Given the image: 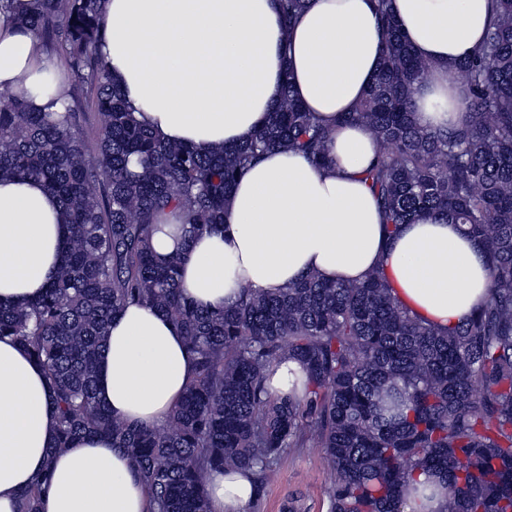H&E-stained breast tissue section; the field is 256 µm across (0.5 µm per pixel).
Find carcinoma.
Returning a JSON list of instances; mask_svg holds the SVG:
<instances>
[{
    "mask_svg": "<svg viewBox=\"0 0 512 512\" xmlns=\"http://www.w3.org/2000/svg\"><path fill=\"white\" fill-rule=\"evenodd\" d=\"M103 0H40L18 18L69 57L74 83L55 114L0 90V177L34 178L55 195L69 236L44 292L0 306V336L46 371L57 417L48 457L82 435L105 436L131 458L151 512H210L209 476L252 471L256 493L290 448H322L335 480L327 512H401L421 475L445 479L440 512H512V0H494L486 36L458 65L466 119L432 132L413 121L412 94L429 64L377 0L385 42L362 100L338 118L360 125L379 152L364 170L389 232L430 211L451 213L487 248L486 302L442 332L399 307L379 276L329 284L314 274L286 288L242 291L210 311L180 292V257L156 258L159 216L179 210L191 238L224 221L249 166L285 149L331 162L334 129L284 80L268 122L244 143L203 151L167 143L140 122L99 53ZM310 0H280L288 30ZM95 90L98 148L80 136V93ZM129 304L149 305L184 336L196 375L165 423L137 427L96 396L107 326ZM296 359L302 394L273 393L269 368ZM50 469L20 494L38 512Z\"/></svg>",
    "mask_w": 512,
    "mask_h": 512,
    "instance_id": "obj_1",
    "label": "carcinoma"
}]
</instances>
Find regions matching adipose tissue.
<instances>
[{
  "label": "adipose tissue",
  "mask_w": 512,
  "mask_h": 512,
  "mask_svg": "<svg viewBox=\"0 0 512 512\" xmlns=\"http://www.w3.org/2000/svg\"><path fill=\"white\" fill-rule=\"evenodd\" d=\"M493 0H390L413 52L430 65L415 88L416 123L436 131L466 117L456 64L487 30ZM375 0H311L289 31L279 0H105L101 52L138 120L164 141L200 148L240 144L267 122L283 76L295 96L334 125L328 166L271 151L234 185L224 225L184 239L175 213L152 240L158 258H182L181 291L206 309L236 305L243 288L274 291L313 273L360 282L380 273L410 316L448 329L483 305L489 285L484 242L453 217L430 212L388 232L362 179L378 145L363 127L336 119L363 98L384 43ZM37 0L0 11V89L27 92L55 66L19 16ZM67 230L60 203L35 179L0 178V305L42 293L61 264ZM195 373L173 323L147 305L111 319L96 393L113 414L164 423ZM57 430L44 368L11 338L0 339V512L42 472ZM210 512H245L249 471L224 470L206 485ZM41 512H150L129 456L105 437L57 452Z\"/></svg>",
  "instance_id": "1"
}]
</instances>
